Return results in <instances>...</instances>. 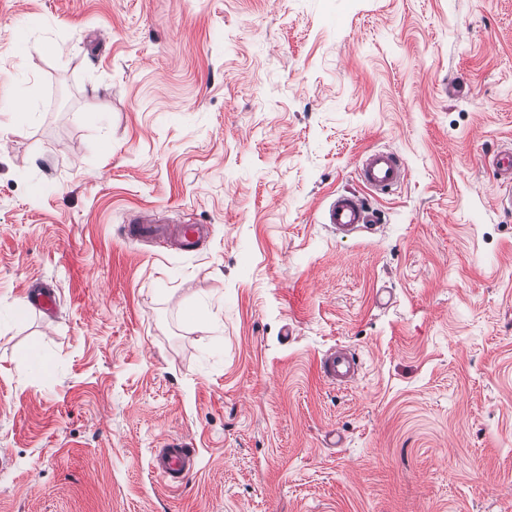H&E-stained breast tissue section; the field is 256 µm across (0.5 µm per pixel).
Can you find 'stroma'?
<instances>
[{
  "instance_id": "obj_1",
  "label": "stroma",
  "mask_w": 512,
  "mask_h": 512,
  "mask_svg": "<svg viewBox=\"0 0 512 512\" xmlns=\"http://www.w3.org/2000/svg\"><path fill=\"white\" fill-rule=\"evenodd\" d=\"M508 143L512 0H0V512H512ZM489 166L493 169L494 174L500 180L501 186L505 187V191L499 198L500 205L504 210H512V148H501L488 161ZM406 173L405 162L397 152L377 150L363 157L357 177L368 190L386 193L400 186ZM377 216L366 199L355 192L338 193L325 210V222L336 236H348L359 231L380 228ZM205 234L204 224H168L151 216H141L126 227V236L131 241L151 240L164 246L174 240L183 252L197 250ZM361 364L349 349L336 348L324 353L319 359V372L329 383L345 387L353 384L360 373ZM161 447L153 457V468L168 486L178 487L193 471V452L179 436H168Z\"/></svg>"
}]
</instances>
